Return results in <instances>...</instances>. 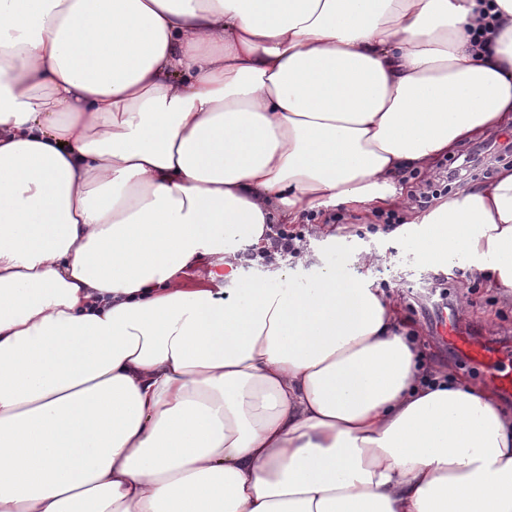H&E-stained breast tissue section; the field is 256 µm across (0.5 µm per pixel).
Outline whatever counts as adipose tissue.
I'll list each match as a JSON object with an SVG mask.
<instances>
[{"instance_id":"adipose-tissue-1","label":"adipose tissue","mask_w":512,"mask_h":512,"mask_svg":"<svg viewBox=\"0 0 512 512\" xmlns=\"http://www.w3.org/2000/svg\"><path fill=\"white\" fill-rule=\"evenodd\" d=\"M511 121L512 0H0V512H512L388 297L176 287ZM422 221L512 300V168Z\"/></svg>"}]
</instances>
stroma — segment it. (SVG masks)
<instances>
[{
	"instance_id": "35a3bbf8",
	"label": "stroma",
	"mask_w": 512,
	"mask_h": 512,
	"mask_svg": "<svg viewBox=\"0 0 512 512\" xmlns=\"http://www.w3.org/2000/svg\"><path fill=\"white\" fill-rule=\"evenodd\" d=\"M419 209L399 211V224L384 228L380 211L352 212L343 208L311 212L289 230L301 234L296 253L282 255L269 250L229 244V259L238 268V287L257 282L268 286L306 283L320 269L335 270L337 278L358 281L386 297L397 299L400 319L419 342L424 367L466 377L468 384L483 385L485 373L465 365L451 349L441 347L430 325L440 302L431 291L432 277H440L449 301L466 300L461 324L476 337L512 343V303L489 286L461 254L440 264L431 263L418 251L415 241L429 231Z\"/></svg>"
}]
</instances>
